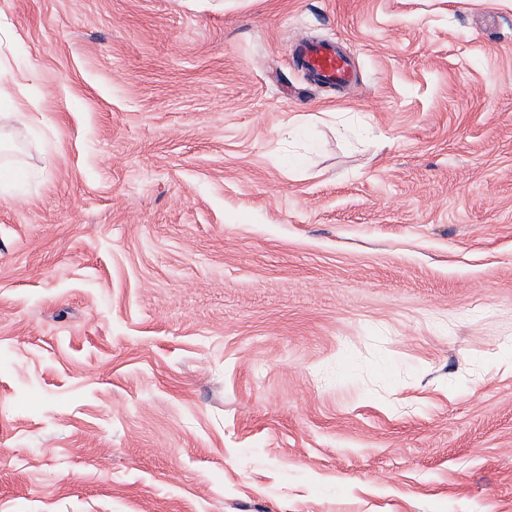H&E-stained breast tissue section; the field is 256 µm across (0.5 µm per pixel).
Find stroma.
I'll return each mask as SVG.
<instances>
[{"label": "stroma", "mask_w": 512, "mask_h": 512, "mask_svg": "<svg viewBox=\"0 0 512 512\" xmlns=\"http://www.w3.org/2000/svg\"><path fill=\"white\" fill-rule=\"evenodd\" d=\"M1 82L0 512H512V8L0 0ZM295 54L301 66L327 86H343L352 78L351 63L337 42H304L296 48Z\"/></svg>", "instance_id": "35a3bbf8"}]
</instances>
